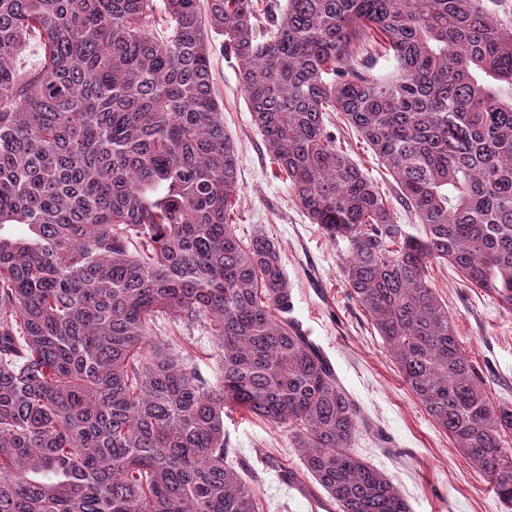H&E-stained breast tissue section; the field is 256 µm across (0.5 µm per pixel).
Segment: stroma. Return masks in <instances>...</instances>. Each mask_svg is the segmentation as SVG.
<instances>
[{"label":"stroma","instance_id":"1","mask_svg":"<svg viewBox=\"0 0 512 512\" xmlns=\"http://www.w3.org/2000/svg\"><path fill=\"white\" fill-rule=\"evenodd\" d=\"M211 44L214 89L224 103V128L238 151L240 199L232 217L236 233L245 240L262 233L279 244L291 317L330 359L371 423L370 429L357 433L354 452L385 473L410 512H505L485 479L412 395L370 317L352 298L340 269L347 242L331 240L319 225L310 223L287 183L275 178L272 154L252 122L237 64L225 52L222 36H212ZM329 128L376 183L396 222L407 233L421 235L393 177L341 113H331ZM431 276L448 307L462 352L487 377L494 399L512 402V311L464 283L446 265L434 264ZM156 334L202 376L216 379L219 346L205 321L165 317L158 320ZM224 430L232 450L229 460L246 473L264 512H321L317 501L325 493L319 486L285 479V470L300 464L287 429L237 409L226 413Z\"/></svg>","mask_w":512,"mask_h":512}]
</instances>
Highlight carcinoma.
<instances>
[{"mask_svg": "<svg viewBox=\"0 0 512 512\" xmlns=\"http://www.w3.org/2000/svg\"><path fill=\"white\" fill-rule=\"evenodd\" d=\"M0 0V512H261L224 414L283 427L336 512H409L352 452L365 425L288 317L280 248L229 224L237 148L211 70L238 66L275 177L330 239L409 390L512 512V403L459 348L429 268L512 310V26L484 0ZM35 40L43 58L27 66ZM394 60L375 77L357 48ZM340 112L423 225L337 143ZM24 224L29 235L1 234ZM209 322V381L151 335Z\"/></svg>", "mask_w": 512, "mask_h": 512, "instance_id": "cac0c4a2", "label": "carcinoma"}]
</instances>
